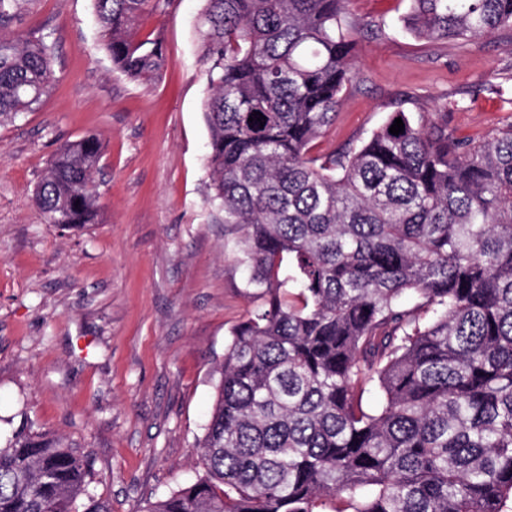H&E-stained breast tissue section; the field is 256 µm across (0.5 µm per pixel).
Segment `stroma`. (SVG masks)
I'll list each match as a JSON object with an SVG mask.
<instances>
[{
	"instance_id": "35a3bbf8",
	"label": "stroma",
	"mask_w": 512,
	"mask_h": 512,
	"mask_svg": "<svg viewBox=\"0 0 512 512\" xmlns=\"http://www.w3.org/2000/svg\"><path fill=\"white\" fill-rule=\"evenodd\" d=\"M202 6L170 0L146 21L167 58L148 85L114 71L91 0H26L16 25L52 44L57 81L33 111L0 124V438L27 418L72 443L112 512H143L195 480L214 368L257 306L207 201ZM407 8L349 0L357 77L316 153L399 109L447 115L472 141L512 121V30L426 42L362 29ZM87 135L102 144L101 220L63 231L46 223L34 189L56 149Z\"/></svg>"
}]
</instances>
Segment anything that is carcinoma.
Segmentation results:
<instances>
[{"label":"carcinoma","instance_id":"obj_1","mask_svg":"<svg viewBox=\"0 0 512 512\" xmlns=\"http://www.w3.org/2000/svg\"><path fill=\"white\" fill-rule=\"evenodd\" d=\"M21 2L0 0L1 32ZM92 2L113 67L158 78L163 44L140 28L169 0ZM347 3L203 0L209 203L260 305L214 369L203 473L144 512H512V122L463 141L399 110L311 154L356 75ZM401 23L478 39L512 27V0H409ZM54 81L44 39L0 37V123ZM101 152L57 149L34 193L47 223H99ZM87 467L22 422L0 443V512H110Z\"/></svg>","mask_w":512,"mask_h":512}]
</instances>
